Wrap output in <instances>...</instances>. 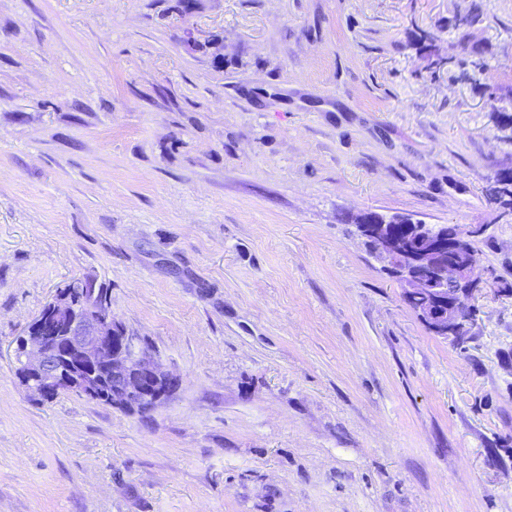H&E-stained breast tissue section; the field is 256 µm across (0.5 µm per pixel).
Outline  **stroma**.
<instances>
[{
    "label": "stroma",
    "mask_w": 512,
    "mask_h": 512,
    "mask_svg": "<svg viewBox=\"0 0 512 512\" xmlns=\"http://www.w3.org/2000/svg\"><path fill=\"white\" fill-rule=\"evenodd\" d=\"M480 66L512 0H0V512H512V289L453 346L340 220L484 225L512 286ZM74 277L178 379L148 421L16 376Z\"/></svg>",
    "instance_id": "1"
}]
</instances>
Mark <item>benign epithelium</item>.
<instances>
[{"instance_id": "1", "label": "benign epithelium", "mask_w": 512, "mask_h": 512, "mask_svg": "<svg viewBox=\"0 0 512 512\" xmlns=\"http://www.w3.org/2000/svg\"><path fill=\"white\" fill-rule=\"evenodd\" d=\"M391 215L374 224L364 218L356 225L362 239L373 237L404 297L423 301L417 313L427 328L451 342L473 335L478 280H488L478 254L460 243L481 230L464 229L448 239L439 224L406 218L417 236L399 235ZM24 385L40 397L68 391L128 412L156 406L176 383L149 357L142 337L130 332L112 314L111 295L73 278L56 290L46 308L16 340Z\"/></svg>"}]
</instances>
